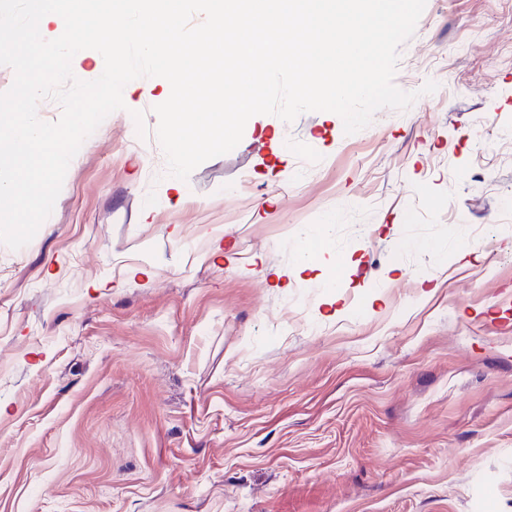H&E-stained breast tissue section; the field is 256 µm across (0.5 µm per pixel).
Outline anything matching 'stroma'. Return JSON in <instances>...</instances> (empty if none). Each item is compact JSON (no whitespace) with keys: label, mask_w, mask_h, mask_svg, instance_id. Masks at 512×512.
Returning a JSON list of instances; mask_svg holds the SVG:
<instances>
[{"label":"stroma","mask_w":512,"mask_h":512,"mask_svg":"<svg viewBox=\"0 0 512 512\" xmlns=\"http://www.w3.org/2000/svg\"><path fill=\"white\" fill-rule=\"evenodd\" d=\"M394 83L177 201L157 94L102 121L0 243V512H512V0H426Z\"/></svg>","instance_id":"stroma-1"}]
</instances>
